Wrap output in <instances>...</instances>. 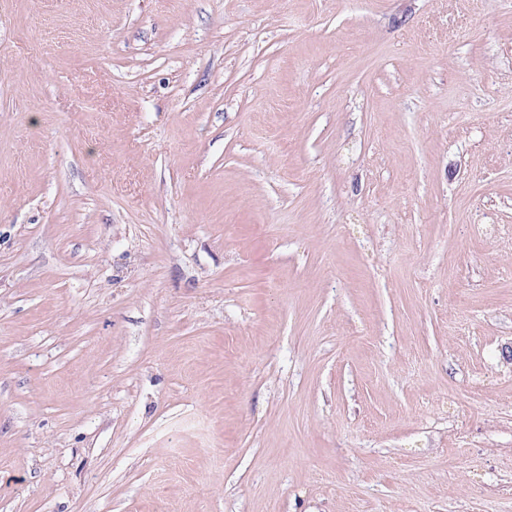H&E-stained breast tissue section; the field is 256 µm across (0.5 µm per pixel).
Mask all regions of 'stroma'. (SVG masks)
<instances>
[{"label":"stroma","instance_id":"35a3bbf8","mask_svg":"<svg viewBox=\"0 0 512 512\" xmlns=\"http://www.w3.org/2000/svg\"><path fill=\"white\" fill-rule=\"evenodd\" d=\"M0 512H512V0H0Z\"/></svg>","mask_w":512,"mask_h":512}]
</instances>
